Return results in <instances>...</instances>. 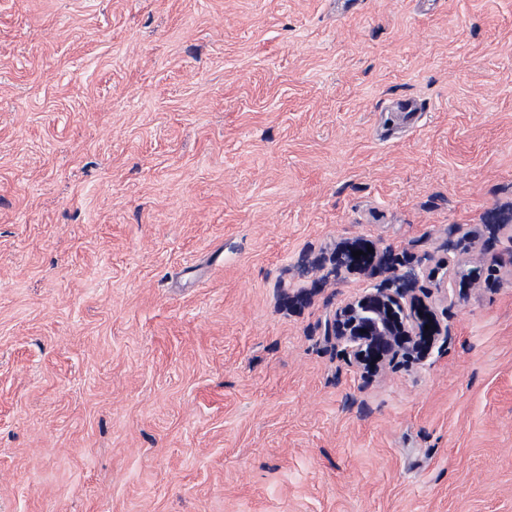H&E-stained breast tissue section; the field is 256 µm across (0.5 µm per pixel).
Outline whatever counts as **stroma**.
<instances>
[{
	"label": "stroma",
	"instance_id": "stroma-1",
	"mask_svg": "<svg viewBox=\"0 0 512 512\" xmlns=\"http://www.w3.org/2000/svg\"><path fill=\"white\" fill-rule=\"evenodd\" d=\"M452 224L366 377L327 319ZM501 224L512 0H0V512H512ZM469 238L468 233H463L462 236L457 240L455 244L454 241H450L448 244V259L444 263L443 269L446 270L443 277L438 279V273H436L433 269H428L427 267H421L419 271H413L411 274V281L415 283L420 281V278L426 279L429 282H432L434 288L440 293H444L446 301H448V278L451 280L452 275L459 273V269H461L465 265H478L483 263L487 257L486 253L483 249H477L476 247H471L461 255L451 256L450 252L456 251L458 247V243L462 239ZM352 251H363V254L360 255V259H356ZM336 265L347 270H366L370 265V257L356 242H353L336 254Z\"/></svg>",
	"mask_w": 512,
	"mask_h": 512
}]
</instances>
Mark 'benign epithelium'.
I'll return each mask as SVG.
<instances>
[{"label":"benign epithelium","instance_id":"obj_1","mask_svg":"<svg viewBox=\"0 0 512 512\" xmlns=\"http://www.w3.org/2000/svg\"><path fill=\"white\" fill-rule=\"evenodd\" d=\"M360 250L353 242L336 254V265L348 270H365L367 254L353 257ZM486 260L483 249L472 247L461 255L448 257L445 273L438 277L433 269L422 267L412 272L411 280L426 279L440 293H448V278L465 265ZM430 329H425V326ZM325 335L336 342L348 362L369 377L381 375L401 355L424 353L439 340H448V327L439 322L433 308L421 299L417 289L405 284L394 288L375 286L336 308L326 323Z\"/></svg>","mask_w":512,"mask_h":512}]
</instances>
